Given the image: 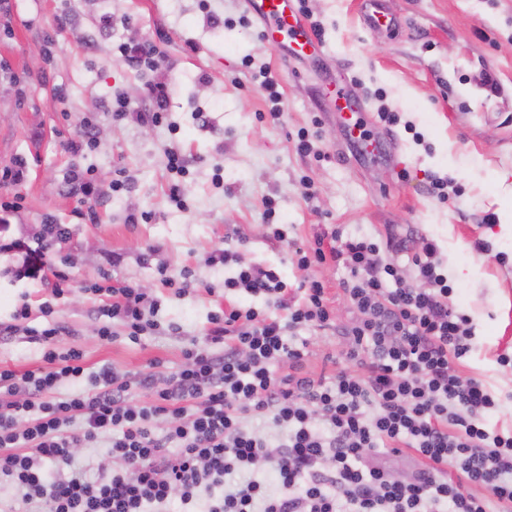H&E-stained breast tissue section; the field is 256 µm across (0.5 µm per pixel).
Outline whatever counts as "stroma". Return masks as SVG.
I'll use <instances>...</instances> for the list:
<instances>
[{
  "instance_id": "obj_1",
  "label": "stroma",
  "mask_w": 512,
  "mask_h": 512,
  "mask_svg": "<svg viewBox=\"0 0 512 512\" xmlns=\"http://www.w3.org/2000/svg\"><path fill=\"white\" fill-rule=\"evenodd\" d=\"M396 30L361 23L363 0H306L322 26V60L287 61L243 25L239 0H5L0 5V166L23 162L19 184L0 187V323L21 303L29 326L65 327L61 347L82 351L89 371L109 366L129 379L165 381L183 351L204 339L225 304L263 307L264 300L224 289V268L208 264L213 249L240 248L241 261L275 269L289 287L305 274L296 246L331 225L368 236L384 258L406 265V251L435 240L452 301L467 313L474 350L462 375L482 376L512 392V371L497 356L512 353V239L501 213L512 209V0H381ZM71 21L57 27L56 18ZM150 37L160 49L157 72L127 65L122 45ZM271 66L280 78V116L267 118L266 93L252 72ZM168 84V122L114 121L112 102H146V85ZM347 88L374 116L370 133H394L398 158L361 161L351 152L334 104ZM395 113L387 125L379 112ZM320 126H313V119ZM95 145L74 158L66 143L85 120ZM317 129L314 152L295 150L300 131ZM177 151L189 170L167 165ZM124 169L127 190L111 188ZM92 181L95 220L82 219L72 174ZM448 197H433L434 179ZM179 184L181 202L169 196ZM273 218H266L267 205ZM69 227L46 251V218ZM286 240H271L273 228ZM405 241L406 251L387 248ZM18 240L33 249L37 271L17 270ZM193 270L199 286L176 296L160 279ZM63 275V293L51 284ZM119 280L156 301L161 329L139 343L112 323L99 336L95 311L106 303L93 284ZM51 303L52 317L40 312ZM347 342L333 332L308 337L303 371L332 374L344 366ZM43 347L15 332L0 335V367L23 373L43 365Z\"/></svg>"
}]
</instances>
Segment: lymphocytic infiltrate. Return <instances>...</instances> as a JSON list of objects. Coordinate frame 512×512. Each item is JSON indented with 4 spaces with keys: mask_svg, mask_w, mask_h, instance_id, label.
Segmentation results:
<instances>
[{
    "mask_svg": "<svg viewBox=\"0 0 512 512\" xmlns=\"http://www.w3.org/2000/svg\"><path fill=\"white\" fill-rule=\"evenodd\" d=\"M167 98L165 83H149V111L118 97L112 117L162 124ZM380 252L337 227L316 236L295 252L308 277L293 301L276 271L214 249L212 262L234 268L225 289L266 306L211 315L205 344L187 348L161 386L150 375L132 382L107 367L87 371L80 351L59 348L61 327L43 306L49 324L28 334L44 346V368L0 369V478L18 491L0 499V512H169L176 498L183 512H512V429L495 420L507 397L459 373L472 331L452 303L436 242L409 255L411 278ZM330 261L348 271L340 286L354 317L341 327L309 274ZM105 293L101 339H111L114 320L134 343L155 329L140 289L118 283ZM332 328L348 342L350 368L303 375L299 332ZM65 380L88 387L54 395ZM136 386L150 402H131ZM256 419L279 431V444ZM103 436L117 466L95 476L74 451ZM405 453L421 466L400 479L389 459Z\"/></svg>",
    "mask_w": 512,
    "mask_h": 512,
    "instance_id": "lymphocytic-infiltrate-1",
    "label": "lymphocytic infiltrate"
}]
</instances>
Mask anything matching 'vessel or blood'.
I'll list each match as a JSON object with an SVG mask.
<instances>
[{
  "label": "vessel or blood",
  "mask_w": 512,
  "mask_h": 512,
  "mask_svg": "<svg viewBox=\"0 0 512 512\" xmlns=\"http://www.w3.org/2000/svg\"><path fill=\"white\" fill-rule=\"evenodd\" d=\"M245 10L259 22L260 37L281 50L288 59L321 54L322 41L309 21L299 12V0H242ZM366 27H395L394 19L384 14L380 0H366L362 16Z\"/></svg>",
  "instance_id": "obj_1"
}]
</instances>
